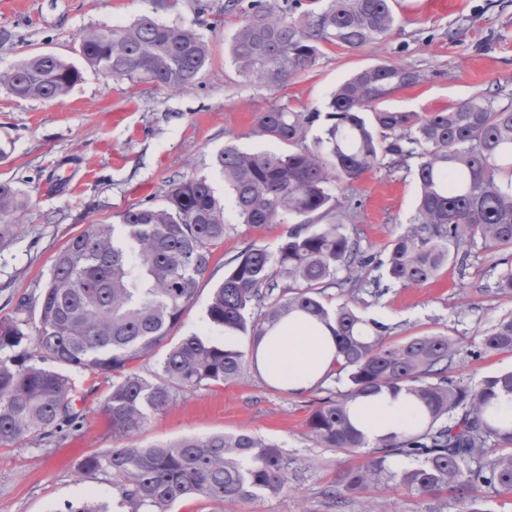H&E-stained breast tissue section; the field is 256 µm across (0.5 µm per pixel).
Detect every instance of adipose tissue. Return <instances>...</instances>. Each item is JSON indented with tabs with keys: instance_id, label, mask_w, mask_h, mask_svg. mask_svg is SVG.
Segmentation results:
<instances>
[{
	"instance_id": "ef3b65f1",
	"label": "adipose tissue",
	"mask_w": 512,
	"mask_h": 512,
	"mask_svg": "<svg viewBox=\"0 0 512 512\" xmlns=\"http://www.w3.org/2000/svg\"><path fill=\"white\" fill-rule=\"evenodd\" d=\"M259 353L289 388L303 390L327 372L335 353V340L323 326L297 320L263 336ZM414 418L406 394H386L362 399L356 405V425L367 440L408 428Z\"/></svg>"
}]
</instances>
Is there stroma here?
I'll return each mask as SVG.
<instances>
[{
	"instance_id": "1",
	"label": "stroma",
	"mask_w": 512,
	"mask_h": 512,
	"mask_svg": "<svg viewBox=\"0 0 512 512\" xmlns=\"http://www.w3.org/2000/svg\"><path fill=\"white\" fill-rule=\"evenodd\" d=\"M394 9L398 23L385 38L358 52L324 48L315 65L269 89L241 81L224 64V41L245 20L227 0H0V69L34 50L75 59L83 31L142 16L194 27L210 48L195 86L183 92L161 93L89 71L55 102L20 99L0 88V181L14 182L27 201L18 224L0 239V319L13 315L21 299L40 294L56 254L86 224L118 223L129 206L161 199L174 178L204 176L226 199L224 243L178 333L225 339L251 352L249 337H225L208 322L210 294L240 251L251 244L276 250L288 226L240 224L214 164L219 149L232 143L245 151L279 150L275 141L250 136L256 114L279 106L324 109L336 85L382 62L405 64L422 75L419 84L391 98L390 107L399 111L450 108L500 86L506 93L499 104H512V0H396ZM356 188L362 245L383 253L414 212V172L384 166L363 174ZM510 271L512 249L490 255L476 247L464 263L448 265L429 283L393 285L379 298L361 293L358 309L393 326L395 341L438 332L460 337L463 352L454 374L474 383L512 368V353H474L486 331L512 316V294L495 286ZM75 380L82 391L77 427L0 447V512H57L91 489L111 512H128L118 505L113 477L79 470L87 454L124 444L101 411L112 378L86 372ZM345 388V380L333 376L296 394L250 367L236 381L180 394L139 440L248 432L277 443L288 456L293 480L286 494L236 501L221 510L200 501L175 512H453L446 502L409 495L394 484L348 497L340 509L326 497L338 475L364 456L318 447L306 421L322 399Z\"/></svg>"
}]
</instances>
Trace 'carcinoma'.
<instances>
[{"label": "carcinoma", "instance_id": "carcinoma-1", "mask_svg": "<svg viewBox=\"0 0 512 512\" xmlns=\"http://www.w3.org/2000/svg\"><path fill=\"white\" fill-rule=\"evenodd\" d=\"M230 2L246 20L225 43L224 57L241 80L267 88L313 66L322 45L357 51L398 22L394 0ZM78 52L99 76L160 92L192 88L209 61L196 30L147 16L81 33ZM83 79L80 67L47 52L0 71V86L12 95L42 101L66 96ZM420 80L419 71L395 63L361 69L330 93L321 134L311 136L320 113L283 106L260 113L251 133L284 150L249 153L227 144L215 154L240 223L299 222L274 252L255 244L243 249L212 289L206 315L225 333L255 341L299 315L335 336L334 364L347 389L320 402L308 434L322 448L367 452L362 464L340 474L332 496L343 500L392 482L412 496L444 497L457 512H491L487 502L512 494V421L498 409L500 397L512 395V370L465 384L452 376L459 337L430 333L392 342L393 327L356 306L371 265L393 283L421 285L474 247L512 248V106H497V90L423 115L385 107ZM387 158L415 161L418 195L409 224L379 260L362 248L354 224L355 182ZM23 205L20 190L0 182V237L18 223ZM119 218L118 226L94 222L70 238L39 296L0 320V447L75 426L70 373L90 371L112 376L103 412L112 433L129 444L89 454L79 469L121 478L118 506L171 512L196 500L221 505L287 492L282 448L251 433L135 442L179 394L233 382L249 359L195 334L173 340L213 250L224 243V201L208 179L176 178L162 199L134 204ZM330 285L348 296L333 309L322 296ZM161 348L153 378L138 374L135 365ZM486 352H512V317L482 336L477 353ZM402 392L413 400L414 424L366 441L353 404ZM395 457L408 466L392 468ZM60 512L109 510L87 498Z\"/></svg>", "mask_w": 512, "mask_h": 512}]
</instances>
